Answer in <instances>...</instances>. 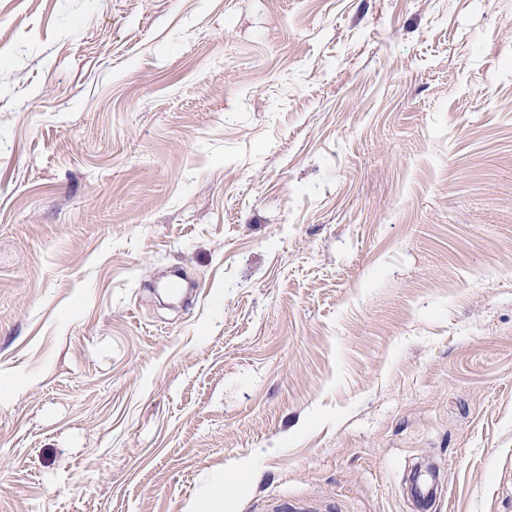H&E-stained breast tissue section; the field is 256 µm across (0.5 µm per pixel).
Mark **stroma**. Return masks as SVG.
<instances>
[{"label": "stroma", "instance_id": "1", "mask_svg": "<svg viewBox=\"0 0 512 512\" xmlns=\"http://www.w3.org/2000/svg\"><path fill=\"white\" fill-rule=\"evenodd\" d=\"M286 507L512 512V0H0V512Z\"/></svg>", "mask_w": 512, "mask_h": 512}]
</instances>
